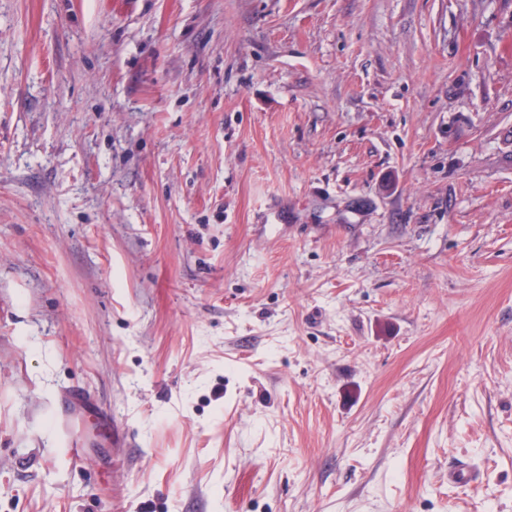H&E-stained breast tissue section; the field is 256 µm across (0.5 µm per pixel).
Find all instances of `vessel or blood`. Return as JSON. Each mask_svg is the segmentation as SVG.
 <instances>
[{
	"label": "vessel or blood",
	"instance_id": "1",
	"mask_svg": "<svg viewBox=\"0 0 512 512\" xmlns=\"http://www.w3.org/2000/svg\"><path fill=\"white\" fill-rule=\"evenodd\" d=\"M57 420L69 438V452L73 460L86 455L83 435L94 432L101 447L118 445L122 434L112 421V413L87 390L72 385L62 390L56 401Z\"/></svg>",
	"mask_w": 512,
	"mask_h": 512
}]
</instances>
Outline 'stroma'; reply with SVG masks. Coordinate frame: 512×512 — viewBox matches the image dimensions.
<instances>
[{
	"instance_id": "obj_1",
	"label": "stroma",
	"mask_w": 512,
	"mask_h": 512,
	"mask_svg": "<svg viewBox=\"0 0 512 512\" xmlns=\"http://www.w3.org/2000/svg\"><path fill=\"white\" fill-rule=\"evenodd\" d=\"M0 512H512V0H0ZM57 420L69 438V452L74 461L86 455L83 435L92 431L99 438L101 448L115 447L123 439L112 421V413L87 390L72 385L60 392L56 401Z\"/></svg>"
}]
</instances>
